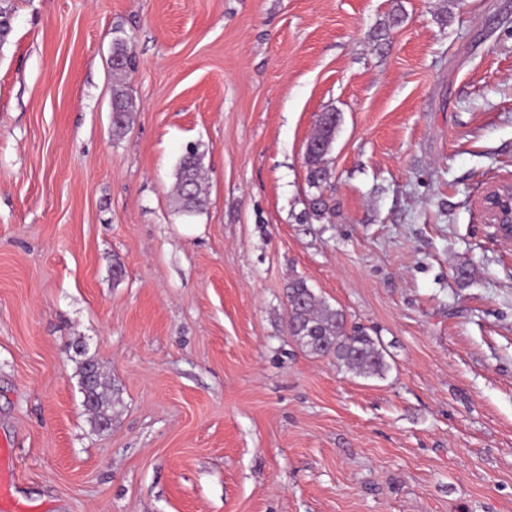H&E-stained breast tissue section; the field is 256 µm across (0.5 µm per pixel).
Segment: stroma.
<instances>
[{
  "instance_id": "35a3bbf8",
  "label": "stroma",
  "mask_w": 512,
  "mask_h": 512,
  "mask_svg": "<svg viewBox=\"0 0 512 512\" xmlns=\"http://www.w3.org/2000/svg\"><path fill=\"white\" fill-rule=\"evenodd\" d=\"M0 448L29 512H512V0H10ZM137 110L112 133V42ZM340 125L323 195L305 144ZM209 203L171 194L188 145ZM470 276L461 279L460 268ZM304 277L379 337L287 329ZM84 355H77L76 345ZM112 400L93 430L78 366ZM339 114L336 112L322 113L317 128L309 138L305 149L306 180L310 188L319 191L310 200V207L305 218H323L328 210L327 199L324 198L322 187L332 178V170L327 156L332 150L339 125ZM481 207L494 235L512 247V182L492 184L481 200ZM288 334L302 349L315 356H331L349 371L382 375L385 356L378 338L365 328L348 326L342 310L318 297L307 280L296 276L288 282Z\"/></svg>"
}]
</instances>
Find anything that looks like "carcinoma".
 Instances as JSON below:
<instances>
[{
	"label": "carcinoma",
	"mask_w": 512,
	"mask_h": 512,
	"mask_svg": "<svg viewBox=\"0 0 512 512\" xmlns=\"http://www.w3.org/2000/svg\"><path fill=\"white\" fill-rule=\"evenodd\" d=\"M112 55L120 62L114 67L116 78L112 85V102L117 111L112 129L119 136L128 128L131 115L135 112L134 101L121 79L125 72L124 64L132 66L134 61L127 55V48L121 41L113 44ZM339 121L336 112L322 113L315 132L306 144V180L309 187L319 190L310 200L305 214L307 218L320 219L328 210L327 199L321 190L332 178L328 155L336 138ZM201 157L203 154L199 148L191 147L180 157L176 167L173 203L175 210L185 215L199 214L208 204ZM286 299L288 334L302 349L315 356H331L340 366L358 374H383L386 361L379 339L360 326L348 325L344 313L318 297L305 278L296 276L288 282ZM91 370L97 371L95 379L82 383V389L84 398L93 406L91 423L100 430L103 423L110 422L108 411L112 408V401L107 397L100 367L94 359L87 358L81 362L80 378H85Z\"/></svg>",
	"instance_id": "obj_1"
}]
</instances>
